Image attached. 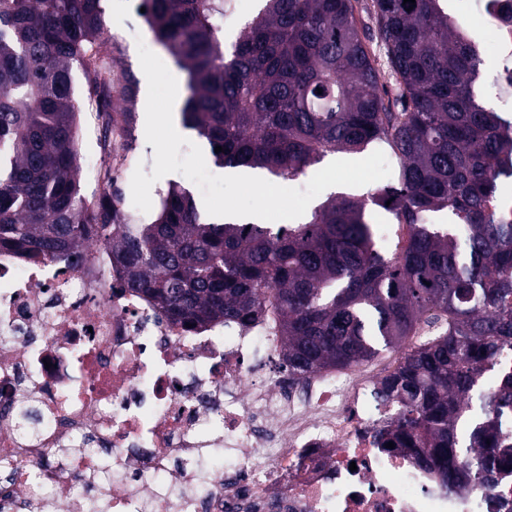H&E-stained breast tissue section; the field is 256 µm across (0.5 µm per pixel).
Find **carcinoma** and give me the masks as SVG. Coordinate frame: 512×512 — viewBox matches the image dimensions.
Listing matches in <instances>:
<instances>
[{
  "label": "carcinoma",
  "mask_w": 512,
  "mask_h": 512,
  "mask_svg": "<svg viewBox=\"0 0 512 512\" xmlns=\"http://www.w3.org/2000/svg\"><path fill=\"white\" fill-rule=\"evenodd\" d=\"M261 2L228 45L224 0H143L187 75L184 127L216 164L281 180L381 142L399 159L395 182L331 195L276 228L216 224L169 185L155 220L129 224L112 194L81 193L74 66L90 97L112 87L97 64L101 0H0V249L44 261L93 237L175 322L273 317L293 377L400 349L377 390L399 416L375 439L412 451L449 493L490 491L512 462V365H500L512 350V207L496 203L512 179V120L483 101L472 32L449 0ZM488 2L512 40V0ZM373 206L398 228L389 254ZM495 370V393L473 410Z\"/></svg>",
  "instance_id": "obj_1"
}]
</instances>
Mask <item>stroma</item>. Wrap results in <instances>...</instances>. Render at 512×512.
<instances>
[{
  "label": "stroma",
  "mask_w": 512,
  "mask_h": 512,
  "mask_svg": "<svg viewBox=\"0 0 512 512\" xmlns=\"http://www.w3.org/2000/svg\"><path fill=\"white\" fill-rule=\"evenodd\" d=\"M101 5L112 41V72L118 77L112 85V109L121 116L125 129L122 149L106 159L112 176L111 190L128 223L147 224L154 219V212L137 209L131 194L135 169L148 174L154 165V148L145 136L147 82L137 45L150 44L167 68H174L175 62L150 30L141 11L142 0H102Z\"/></svg>",
  "instance_id": "obj_1"
}]
</instances>
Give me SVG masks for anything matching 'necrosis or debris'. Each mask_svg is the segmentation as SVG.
Masks as SVG:
<instances>
[{
    "mask_svg": "<svg viewBox=\"0 0 512 512\" xmlns=\"http://www.w3.org/2000/svg\"><path fill=\"white\" fill-rule=\"evenodd\" d=\"M377 386H293L273 328L174 323L98 243L44 263L0 250V512H512L510 472L505 492L448 494L378 447L396 407Z\"/></svg>",
    "mask_w": 512,
    "mask_h": 512,
    "instance_id": "obj_1",
    "label": "necrosis or debris"
}]
</instances>
